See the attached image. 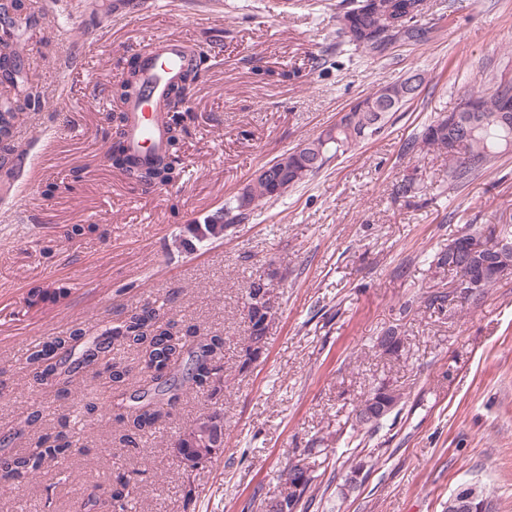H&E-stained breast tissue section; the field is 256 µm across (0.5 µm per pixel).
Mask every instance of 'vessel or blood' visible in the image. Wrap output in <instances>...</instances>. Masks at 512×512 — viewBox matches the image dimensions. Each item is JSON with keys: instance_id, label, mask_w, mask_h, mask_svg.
Returning <instances> with one entry per match:
<instances>
[{"instance_id": "b4317fda", "label": "vessel or blood", "mask_w": 512, "mask_h": 512, "mask_svg": "<svg viewBox=\"0 0 512 512\" xmlns=\"http://www.w3.org/2000/svg\"><path fill=\"white\" fill-rule=\"evenodd\" d=\"M144 57L142 78L146 96L130 103L131 122L127 129L128 147L142 160L166 147L161 103L169 85L189 64L190 46L180 37L159 38L148 44Z\"/></svg>"}]
</instances>
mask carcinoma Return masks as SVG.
<instances>
[{"mask_svg": "<svg viewBox=\"0 0 512 512\" xmlns=\"http://www.w3.org/2000/svg\"><path fill=\"white\" fill-rule=\"evenodd\" d=\"M393 15L401 18L410 13L418 16L425 13L426 0H390ZM24 9L22 0H12L0 8V19L6 28L15 26L10 13L20 14ZM428 30L409 26L399 31L387 32V27L379 26L373 31V42L361 43L348 40L357 49L371 53L383 50L389 42L400 36L408 40L421 41ZM191 65L182 72L178 80L168 89L165 97L167 150L163 157L144 162L128 153L124 142V126L128 123L127 105L144 94L141 82L142 63L130 66L127 74L112 87V95L118 105V115L110 116L117 122L115 142L110 160L126 177L136 183L154 186L174 184L182 179L183 167L175 154L184 128L181 113L186 111L189 95L199 76L201 62L209 54L201 47L191 48ZM480 101L481 109L475 112H450L425 126L421 135L414 137L406 146V153L413 154L426 148H436L448 153V180L462 182L492 167L499 154L512 148V78L502 76L492 87H473L466 92ZM417 97L412 93L403 101L393 100L389 95L377 90L364 99L366 107H357L343 113L335 125L323 130L317 137L302 143L301 151L288 158V186L294 187L320 170L332 158L344 155L353 145L381 133L392 116L409 101ZM23 107L5 100L0 103V151L9 156L13 131L20 120ZM251 195L257 200H270L280 197L276 185L269 180H259L248 185ZM250 216L239 209L238 199L233 198L224 205L220 214L207 224H194L190 231L198 240L224 237L223 231L229 224L239 223ZM483 239L491 246L483 250L485 257H498L499 241L512 243V232L504 228L498 236L486 234L476 224L469 225L463 235L456 238L457 250L466 249L471 240ZM67 295V288L53 290L39 286L28 290L26 303L37 307L47 299L54 300ZM166 304L145 303L136 306L112 325H107L94 335L74 325L65 335L38 344L28 350L27 364L32 368L33 377L41 384L57 387V397L66 398L71 378L91 365L104 368L112 386H123L130 375L128 365L112 357L118 347L136 349L141 353L142 372L146 375L145 384L135 396V404L118 402L114 420L123 425L118 443L123 448H137L144 436L154 433L159 422L169 416L166 407L180 398L182 382L187 381L198 389L210 392L214 397L224 391L223 366L218 354L224 350V336L212 334L201 336L196 326L180 324L166 318ZM247 322L248 345L245 348L240 370L248 369L259 348L256 337L265 335L263 316L256 313L244 314ZM386 401L396 405L399 396L384 385L374 388L355 412L356 425L375 430L388 418L380 414L371 419L365 417L370 402ZM75 431L69 428L66 414L58 417L57 426L42 434L37 441L40 451L36 454L12 453L0 455V485L22 490L20 479L27 474H36L49 463L68 457L76 447ZM138 472L119 473L109 487H97L89 493L86 504L95 506L101 496L111 499L113 512H127L128 502L136 484ZM311 478L308 468L291 465L288 467V483L301 487L298 501L302 509L309 508L303 503Z\"/></svg>", "mask_w": 512, "mask_h": 512, "instance_id": "cac0c4a2", "label": "carcinoma"}]
</instances>
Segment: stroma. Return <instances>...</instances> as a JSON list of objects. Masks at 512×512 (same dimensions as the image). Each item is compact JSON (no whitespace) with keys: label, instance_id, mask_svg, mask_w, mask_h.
Listing matches in <instances>:
<instances>
[{"label":"stroma","instance_id":"obj_1","mask_svg":"<svg viewBox=\"0 0 512 512\" xmlns=\"http://www.w3.org/2000/svg\"><path fill=\"white\" fill-rule=\"evenodd\" d=\"M342 0H26L32 26L6 52L20 56L40 106L25 110L16 151L0 167V434L35 447L59 415L115 392L84 369L68 400L34 383L31 343L82 323L96 333L128 308L173 296L172 319L224 336V391L184 392L139 449L115 448L113 416L78 424V451L0 487V512H77L117 472L143 470L137 512H268L290 463L311 470L308 512H448L461 485L486 487L492 512H512V274L477 302L453 296L437 267L467 225H512V152L460 184L437 151L406 142L454 111L471 87L512 76V0H427L428 40L373 55L349 45ZM170 35L212 57L191 92L179 145L182 180L146 187L108 159L112 86L131 58ZM420 73L418 96L384 131L287 194L260 202L222 239H194L255 171L334 124L381 87ZM414 179L415 196L397 189ZM82 236H67L72 225ZM278 271L274 319L260 358L246 344L242 294ZM68 294L27 306L35 286ZM436 292L444 305L425 299ZM403 344L383 354L379 336ZM401 395L375 433L354 410L378 384ZM220 408L224 446L184 472L171 444ZM42 410L40 425L26 415ZM358 470V483L345 479Z\"/></svg>","mask_w":512,"mask_h":512}]
</instances>
